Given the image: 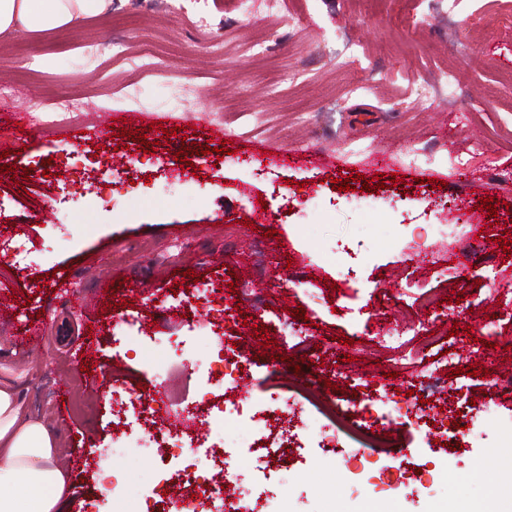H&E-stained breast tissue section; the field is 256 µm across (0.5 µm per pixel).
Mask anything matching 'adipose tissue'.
<instances>
[{
	"label": "adipose tissue",
	"mask_w": 512,
	"mask_h": 512,
	"mask_svg": "<svg viewBox=\"0 0 512 512\" xmlns=\"http://www.w3.org/2000/svg\"><path fill=\"white\" fill-rule=\"evenodd\" d=\"M109 0H0V40L46 34L102 15ZM60 435L27 405L14 380L0 378V512H61L69 489L59 465Z\"/></svg>",
	"instance_id": "obj_1"
}]
</instances>
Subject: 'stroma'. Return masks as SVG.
Returning a JSON list of instances; mask_svg holds the SVG:
<instances>
[{"label": "stroma", "mask_w": 512, "mask_h": 512, "mask_svg": "<svg viewBox=\"0 0 512 512\" xmlns=\"http://www.w3.org/2000/svg\"><path fill=\"white\" fill-rule=\"evenodd\" d=\"M128 8L112 0L77 29L0 41V85L12 87L11 102L34 128L28 142L0 140V243L19 238L30 250L0 265V375L18 378L31 407L62 433L64 512H112L113 474L156 482L157 459L137 444L147 421L126 420L112 405L113 382L131 392L162 382L143 373L135 336H191V363L162 382L171 394L196 389L201 362L224 338L257 359L241 373L236 399L286 400L306 389L325 397L332 382L345 428L398 435V447L367 449L374 470L354 471L338 449L315 447L318 415L309 411L297 428L309 448L270 466L268 487L290 512H321L325 486L341 512H460L498 491L512 460L503 439L512 388L490 386L489 377L512 373V332L500 326L503 302L474 271L492 259L512 277L502 245L512 240V183L491 175L512 170V0H281L240 20L233 0H178L172 11L151 0L134 23H121ZM203 14L210 28L197 26ZM115 42L153 45L166 72L148 77L89 53ZM447 77L460 88L454 99L423 96L426 81ZM178 92L186 105L169 110L163 101ZM228 97L234 110L221 108ZM68 100L83 103L80 120L48 134L51 110ZM101 112L112 116L103 131ZM130 112L147 128L145 142L123 135ZM174 127L196 148V172L181 179L157 165L175 156L165 135ZM255 146L264 160L251 156ZM92 151L121 157L122 174L106 183L78 168L63 184L66 161ZM356 172L383 188L334 189ZM485 197L495 213L483 209ZM439 224L450 225L448 236L436 233ZM49 272L67 279L72 295L45 283ZM196 281L246 289L236 316L203 300L163 306ZM418 288L436 289L441 302L421 305ZM298 307L305 319L292 316ZM275 313L283 327L261 331ZM424 322L457 329L463 348L461 371L446 375L427 422H376L348 410V401L416 385L425 359L410 356L404 375L393 376L383 339L418 347ZM35 328L42 339L32 347ZM282 330L311 336L310 352L286 348ZM68 377L84 381V409L59 397ZM470 404L489 419L469 434L462 409ZM441 407L443 424L434 420ZM446 426L464 433L451 448L438 438ZM108 447L113 455L101 456ZM386 467L407 483L426 469L438 479L399 500L378 480Z\"/></svg>", "instance_id": "obj_1"}]
</instances>
